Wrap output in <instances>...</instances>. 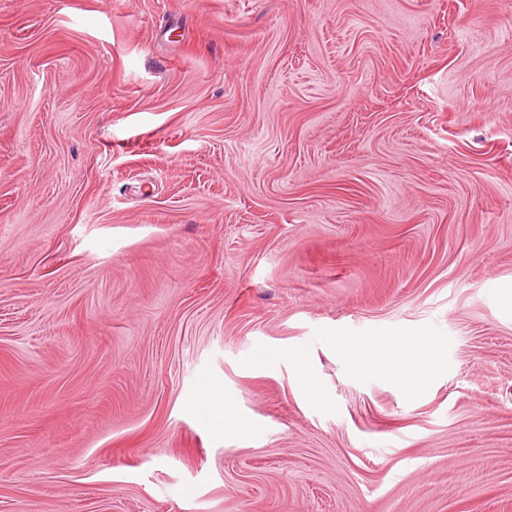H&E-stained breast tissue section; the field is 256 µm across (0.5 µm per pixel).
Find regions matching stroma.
I'll return each instance as SVG.
<instances>
[{
  "label": "stroma",
  "mask_w": 512,
  "mask_h": 512,
  "mask_svg": "<svg viewBox=\"0 0 512 512\" xmlns=\"http://www.w3.org/2000/svg\"><path fill=\"white\" fill-rule=\"evenodd\" d=\"M511 297L512 0H0V512H512ZM411 346L412 348L416 347L420 353L417 366L399 359L397 357L398 348L389 343H373L372 341L347 343L338 340L340 351L351 358L359 370L387 373L397 380L404 389L414 393L431 376L432 368L425 350L429 349V345L423 341L421 335L413 338Z\"/></svg>",
  "instance_id": "35a3bbf8"
}]
</instances>
